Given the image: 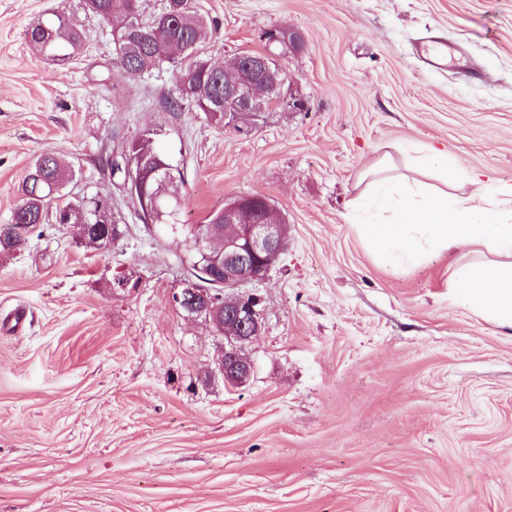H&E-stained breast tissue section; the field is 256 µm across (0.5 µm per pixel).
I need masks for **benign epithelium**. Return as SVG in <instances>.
<instances>
[{"instance_id": "7a95c632", "label": "benign epithelium", "mask_w": 512, "mask_h": 512, "mask_svg": "<svg viewBox=\"0 0 512 512\" xmlns=\"http://www.w3.org/2000/svg\"><path fill=\"white\" fill-rule=\"evenodd\" d=\"M265 40V55L281 64L283 54L279 53L280 37L276 31H268ZM257 83L263 84L268 92L276 86L264 75L252 80L241 79L224 87V98L233 104V108L226 110V117L235 121L241 113L258 111ZM252 204V198L243 195L224 209V261L214 264L210 272V277L223 286V290L209 296L190 281L172 295L173 302L183 307L198 299L209 304L222 302L225 345L218 370L224 382L233 387L243 385L250 378L253 363L242 350L262 329V299L248 288L264 282L280 255L288 249V225L261 221L240 223Z\"/></svg>"}]
</instances>
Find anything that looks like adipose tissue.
Here are the masks:
<instances>
[{"mask_svg":"<svg viewBox=\"0 0 512 512\" xmlns=\"http://www.w3.org/2000/svg\"><path fill=\"white\" fill-rule=\"evenodd\" d=\"M364 176L355 230L367 248L398 269L463 247L486 251L455 265L448 286L458 305L512 329V185L490 186L433 146L418 149L407 172L385 159Z\"/></svg>","mask_w":512,"mask_h":512,"instance_id":"1","label":"adipose tissue"}]
</instances>
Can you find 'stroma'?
<instances>
[{
    "mask_svg": "<svg viewBox=\"0 0 512 512\" xmlns=\"http://www.w3.org/2000/svg\"><path fill=\"white\" fill-rule=\"evenodd\" d=\"M191 4L215 63L303 39L250 130L165 111L171 70L120 77L79 0H0V225L50 148L126 227L97 248L51 222L0 255V512H512V330L451 300L447 257L391 271L350 220L361 173L416 145L512 184V0ZM49 13L87 32L69 60L26 38ZM147 130L185 168L182 223L258 194L289 224L242 386L105 164ZM281 38L277 35L276 31L269 30L268 33L265 36L267 51L265 52V55H267L272 61H274L276 64H281V59L284 57L283 54L277 53L279 50V45L281 51L290 52L292 50H298L302 45V39L299 34L293 31H289L285 28L278 29ZM281 39V42L279 45L277 42H279ZM274 62H270L271 68L273 73L275 74L276 81L281 85L285 82H288V72L285 69V67L278 68L277 65Z\"/></svg>",
    "mask_w": 512,
    "mask_h": 512,
    "instance_id": "stroma-1",
    "label": "stroma"
}]
</instances>
